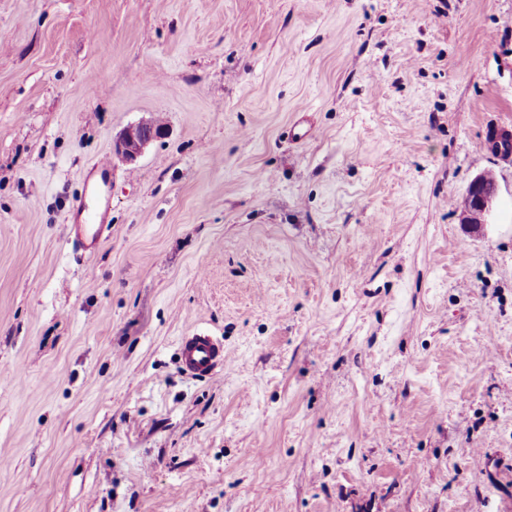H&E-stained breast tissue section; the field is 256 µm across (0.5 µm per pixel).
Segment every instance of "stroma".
<instances>
[{
    "label": "stroma",
    "instance_id": "stroma-1",
    "mask_svg": "<svg viewBox=\"0 0 512 512\" xmlns=\"http://www.w3.org/2000/svg\"><path fill=\"white\" fill-rule=\"evenodd\" d=\"M494 127L512 0H0V512H512ZM153 123H138L124 129L114 146L116 156L126 162H133L140 157L145 147L155 138L160 137ZM97 178L92 183L91 190L98 196L95 207L89 204L88 196L83 195L71 201L70 211L77 219L76 224L67 226V244L75 254L81 257H90L96 251L108 225L105 218L108 210L101 197L102 186H107L111 180V168L106 160H100L93 165ZM498 194V185L490 172L477 175L469 184L458 205L459 223L480 230L488 224L494 201ZM180 359L185 372L195 376L211 377L216 365L224 360V352L212 336L195 332L183 339Z\"/></svg>",
    "mask_w": 512,
    "mask_h": 512
}]
</instances>
